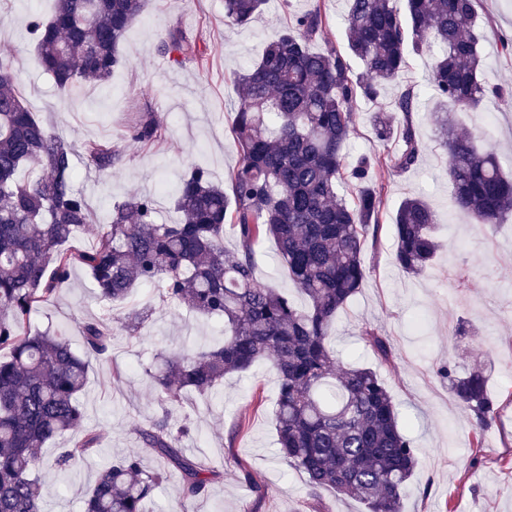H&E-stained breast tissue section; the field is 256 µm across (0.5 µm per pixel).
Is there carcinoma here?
<instances>
[{
    "label": "carcinoma",
    "mask_w": 512,
    "mask_h": 512,
    "mask_svg": "<svg viewBox=\"0 0 512 512\" xmlns=\"http://www.w3.org/2000/svg\"><path fill=\"white\" fill-rule=\"evenodd\" d=\"M145 0H56L51 16L33 15L29 27L37 57L58 91L68 94L86 81L104 83L123 61L120 46ZM476 0H347V44L362 69L329 46L314 52L326 15L316 7L292 16L261 57L237 77L241 104L234 118L240 160L223 187L195 166L181 180L175 205L178 224L157 220L154 200L133 195L112 209L96 242L85 250L65 244L91 223L90 206L75 187L74 149L24 104L12 53L0 49V512H46L37 450L74 433L55 466L68 472L75 460L100 445V435L81 431L80 396L91 359L105 358L114 328L98 318L78 325L84 353L66 332H33V313L68 283L73 269L88 271L98 297L124 302L140 284L158 286L164 304L184 305L224 319V340L167 356L152 374L164 406L187 391L211 395L224 376L272 360L279 393L274 424L281 458L306 475L311 493L329 488L361 502L366 512H401L402 495L419 462L403 432L393 397L375 370L336 359L330 335L336 315L370 275L368 242L377 241L383 186L376 166L402 173L423 151L411 122L417 95L406 88L391 110L378 107L376 140L398 135L399 147L384 158L346 159L351 110L359 98L374 104L407 64V49H434L431 90L442 102L476 112L489 99L512 95L480 78L482 36L476 33ZM266 0H224V23L243 26L262 13ZM160 52L179 63L203 60L196 42L170 32ZM435 126L453 185V207L490 230L512 213V179L490 147L460 133L448 113ZM159 124L146 120L132 139L149 142ZM90 165L109 171L123 161L106 142L85 145ZM27 167L36 174L26 179ZM431 207L403 199L394 217L392 263L408 274L425 273L439 244ZM230 229L236 248L224 249ZM272 239L288 278L306 298L296 307L283 292L256 282V245ZM151 315H128L133 336ZM359 336L382 361L394 355L388 337L373 326ZM448 390L473 417L479 434L496 421L487 371L460 376L455 365L437 368ZM185 424L163 415L137 429L144 447L163 463L143 466L132 454L104 465L83 501V512H144V504L167 476L180 474L186 499L206 494L219 472L186 455Z\"/></svg>",
    "instance_id": "obj_1"
}]
</instances>
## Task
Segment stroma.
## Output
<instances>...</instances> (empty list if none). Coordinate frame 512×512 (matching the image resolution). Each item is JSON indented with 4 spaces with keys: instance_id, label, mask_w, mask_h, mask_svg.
<instances>
[{
    "instance_id": "35a3bbf8",
    "label": "stroma",
    "mask_w": 512,
    "mask_h": 512,
    "mask_svg": "<svg viewBox=\"0 0 512 512\" xmlns=\"http://www.w3.org/2000/svg\"><path fill=\"white\" fill-rule=\"evenodd\" d=\"M316 6L328 25L314 50L331 45L347 52L346 0H267L258 19L238 27L225 25L224 0H147L122 44L125 66L108 83L83 84L62 97L39 65L27 33L29 18L49 14L52 0H0V47L13 54L23 99L75 147L76 187L92 209V222L71 240V247H90L100 225L109 223L114 204L133 195L152 196L158 220L178 223L176 190L193 164L205 166L215 183H225L239 161L232 132L240 104L237 73L261 56L266 43L288 25L291 13ZM476 12L478 27L488 34L481 45L482 77L512 90V53L500 45L501 39L512 37V0H477ZM177 29L205 51L204 62L175 63L159 52L161 37ZM431 61V51L409 52L397 84L386 91L390 97L403 86L418 92L412 123L423 152L412 169L381 174L385 208L378 242L364 252L371 275L339 311L333 346L343 362L372 368L385 381L419 452L402 512H512V214L487 232L454 209L433 122L438 101L430 92ZM375 110L371 103L354 104L348 157L387 152V145L372 133ZM147 117L161 126L157 138L132 139L133 127ZM453 121L475 133L479 145H492L503 170L512 172V105L494 101L481 112L454 113ZM93 140L119 149L121 166L111 171L90 166L83 146ZM409 195L430 204L437 219L433 232L442 244L433 267L420 276L404 273L391 261L394 216ZM256 252L258 281L303 306L274 242L261 240ZM146 306L153 309L151 318L137 336L117 330L111 358L93 361L80 398L86 429L101 435L99 453L62 475L54 467L58 443L40 451L39 476L50 512H82L94 472L117 456L135 453L145 466H159L158 457L142 447L135 433L162 414L144 367L171 352L221 341L224 325L215 317L160 305L153 285L136 290L122 305L106 308L81 269L32 318L35 331L68 329L79 351L83 343L77 322L107 314L121 322L131 310ZM461 323L468 333L459 337L454 328ZM365 325L389 337L395 347L392 360H378L364 345L358 330ZM449 359L463 371L483 361L491 366L488 389L500 406L499 418L481 437H474L469 411L436 373L437 365ZM277 398V375L267 359L245 373L227 375L210 397L185 394L171 409L172 422L190 425L182 448L220 475L205 496L186 500L179 474L169 471L148 512H311L313 502L321 512H366L360 502L330 489L310 496L305 475L279 458L272 423ZM246 470L251 480H244Z\"/></svg>"
}]
</instances>
